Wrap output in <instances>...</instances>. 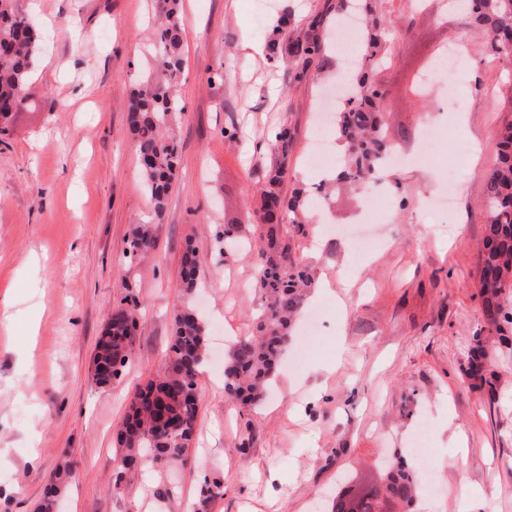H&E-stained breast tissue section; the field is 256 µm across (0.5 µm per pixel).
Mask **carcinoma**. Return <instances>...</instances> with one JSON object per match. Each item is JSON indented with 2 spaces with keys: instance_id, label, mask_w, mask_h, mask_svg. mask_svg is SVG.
I'll return each mask as SVG.
<instances>
[{
  "instance_id": "carcinoma-1",
  "label": "carcinoma",
  "mask_w": 512,
  "mask_h": 512,
  "mask_svg": "<svg viewBox=\"0 0 512 512\" xmlns=\"http://www.w3.org/2000/svg\"><path fill=\"white\" fill-rule=\"evenodd\" d=\"M159 20L153 32L155 65L159 73L134 90L129 105V125L137 143L140 169L156 217L165 211L178 167L180 148L173 133L176 115L184 111L177 86L184 70L182 48L187 39L179 21L181 0H158ZM367 31L362 65L351 73L348 94L336 110V137L345 155L335 178L337 184L356 188L380 167L392 141L381 107L384 93L376 71L392 61L388 34L405 23V14L390 17L379 10L378 0H348ZM466 19L483 29L489 57L512 76V0H460ZM41 52L34 19L17 11L13 0H0V123L22 108L27 100L33 59ZM288 127L270 133L281 149L258 204L266 240L260 253L258 285L265 302L256 325L257 335L235 343L224 365V391L241 405L259 402L275 372L288 340L293 320L314 287L310 270L292 260L288 228L303 231L309 193L297 190L289 197L279 193L288 173ZM482 208L484 235L478 276L482 316L487 335L509 340L512 334V120L498 134L497 150L487 173ZM153 242V225L139 224L126 248L132 259ZM199 259L187 245L181 260V288L190 296L199 287ZM138 317L133 309L112 312L94 357L93 380L99 386L120 383L132 364ZM207 354L206 326L195 309L185 307L174 317L170 354L163 373L138 388L130 411L117 433L119 459L150 455V464L167 466L182 459L196 433L198 401L196 378ZM65 465L47 486L37 512H56L68 486ZM426 474L403 458L390 462L381 480L354 496L339 495L329 512H412L419 484Z\"/></svg>"
}]
</instances>
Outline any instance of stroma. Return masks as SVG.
I'll list each match as a JSON object with an SVG mask.
<instances>
[{"label": "stroma", "mask_w": 512, "mask_h": 512, "mask_svg": "<svg viewBox=\"0 0 512 512\" xmlns=\"http://www.w3.org/2000/svg\"><path fill=\"white\" fill-rule=\"evenodd\" d=\"M15 6L37 20L43 50L26 108L0 134V512H35L64 463L73 478L62 512H326L336 494L378 480L380 460L407 455L423 421L433 470L414 512H512V346L481 332L477 274L487 172L512 113L477 102L471 87L449 98L444 79L431 96L415 92L417 73L458 34V68L505 83L484 38L441 0H424L410 30L391 32L394 59L378 80L402 152L383 187L392 207L353 223L358 194L347 191L330 200L334 229L311 220L291 240L292 259L315 280L300 315L319 330L305 365L293 363L297 330L249 412L227 399L223 363H208L184 460L129 471L117 490L116 433L135 391L165 369L175 314L191 305L210 343L226 347L255 331L258 253L225 251L215 233L232 222L255 237L275 127L292 133L283 195L322 179L308 155L317 109L348 69L332 41L343 0H181V159L159 217L128 124L131 93L151 71L156 0ZM312 40L320 54L289 55ZM218 68L223 79H211ZM434 109L445 165L456 139L471 146L449 210L432 205L438 168L417 159ZM144 222L155 225L154 243L127 258ZM189 242L200 289L188 299L180 269ZM133 304L134 361L121 383L97 387V342L112 311ZM478 342L490 355L487 383L465 374ZM207 480L223 488L203 507Z\"/></svg>", "instance_id": "stroma-1"}]
</instances>
